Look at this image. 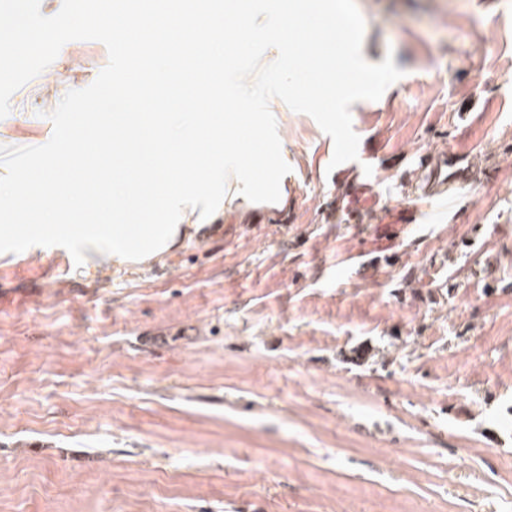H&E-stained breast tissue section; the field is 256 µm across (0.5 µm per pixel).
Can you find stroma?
I'll use <instances>...</instances> for the list:
<instances>
[{
    "instance_id": "1",
    "label": "stroma",
    "mask_w": 512,
    "mask_h": 512,
    "mask_svg": "<svg viewBox=\"0 0 512 512\" xmlns=\"http://www.w3.org/2000/svg\"><path fill=\"white\" fill-rule=\"evenodd\" d=\"M368 62L331 166L281 107L288 203L99 266L0 237V512H512V0H358ZM108 63L72 41L0 146ZM480 172L426 199L427 161Z\"/></svg>"
}]
</instances>
